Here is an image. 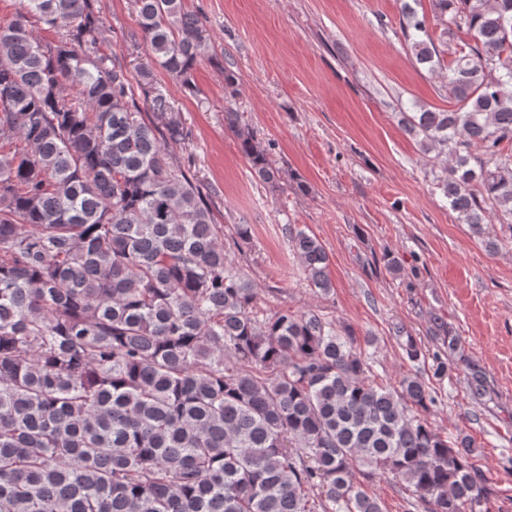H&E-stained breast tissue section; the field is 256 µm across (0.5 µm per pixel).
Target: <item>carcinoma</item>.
Masks as SVG:
<instances>
[{"instance_id": "carcinoma-1", "label": "carcinoma", "mask_w": 512, "mask_h": 512, "mask_svg": "<svg viewBox=\"0 0 512 512\" xmlns=\"http://www.w3.org/2000/svg\"><path fill=\"white\" fill-rule=\"evenodd\" d=\"M95 0H20L0 20V512H482L474 440L443 435L418 375L375 380L353 332L270 312L227 257L203 184L169 150L181 122L106 54ZM156 63L190 89L208 48L185 0H134ZM403 3L416 63L448 70L443 110L402 113L461 223L512 229V0ZM61 31L54 44L31 19ZM253 176L283 170L224 111ZM310 285H333L319 240L288 231ZM454 354L459 337L431 317ZM475 399L479 371L466 375ZM374 492L381 498L386 512H405L406 502L401 484L376 479L372 485Z\"/></svg>"}]
</instances>
